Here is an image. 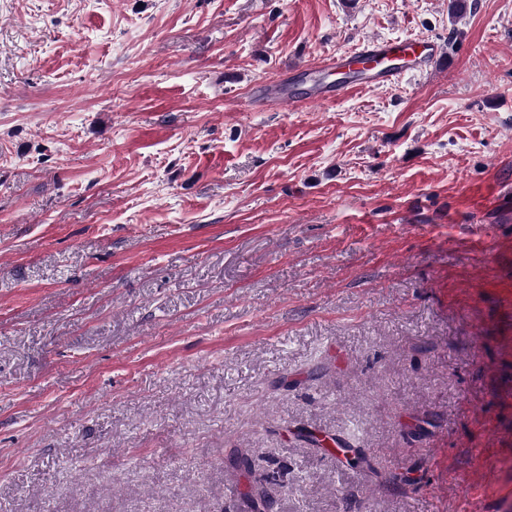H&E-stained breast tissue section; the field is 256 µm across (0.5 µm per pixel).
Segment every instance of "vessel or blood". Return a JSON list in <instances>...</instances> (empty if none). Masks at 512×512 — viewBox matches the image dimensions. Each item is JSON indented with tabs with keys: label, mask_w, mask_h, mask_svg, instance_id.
I'll return each instance as SVG.
<instances>
[{
	"label": "vessel or blood",
	"mask_w": 512,
	"mask_h": 512,
	"mask_svg": "<svg viewBox=\"0 0 512 512\" xmlns=\"http://www.w3.org/2000/svg\"><path fill=\"white\" fill-rule=\"evenodd\" d=\"M443 56L441 45L430 37L414 42L372 38L360 43L350 54H336L323 60L321 71L335 73L336 79L314 84L310 98L339 100L354 90L385 88L398 82L406 72L436 71Z\"/></svg>",
	"instance_id": "b4317fda"
}]
</instances>
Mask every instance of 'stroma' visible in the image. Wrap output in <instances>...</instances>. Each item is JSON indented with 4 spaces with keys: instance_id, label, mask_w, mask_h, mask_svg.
<instances>
[{
    "instance_id": "35a3bbf8",
    "label": "stroma",
    "mask_w": 512,
    "mask_h": 512,
    "mask_svg": "<svg viewBox=\"0 0 512 512\" xmlns=\"http://www.w3.org/2000/svg\"><path fill=\"white\" fill-rule=\"evenodd\" d=\"M240 448L273 512H512V0H0V512H242ZM444 56L441 45L427 37L414 42L401 39L372 38L359 44L350 55H331L322 61L318 68L321 72H334L335 82L317 83L313 81V91L307 97L285 94L282 89L273 90L261 87L259 94L264 98L280 93L273 99H296L323 101L328 98L341 100L349 92L364 89L377 90L394 85L410 69L412 73H431L440 66Z\"/></svg>"
}]
</instances>
